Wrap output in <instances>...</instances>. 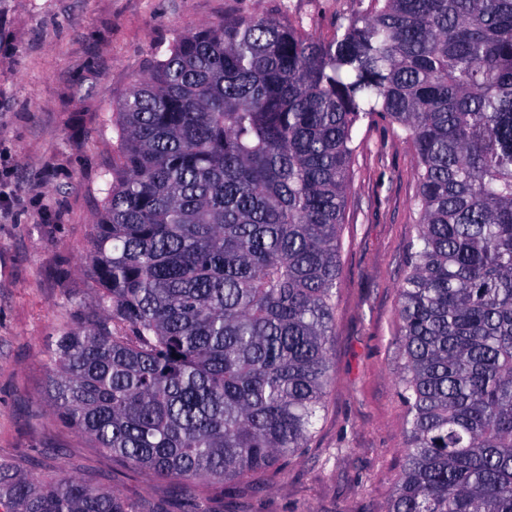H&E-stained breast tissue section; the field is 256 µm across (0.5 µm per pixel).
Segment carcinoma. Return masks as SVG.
<instances>
[{
  "mask_svg": "<svg viewBox=\"0 0 512 512\" xmlns=\"http://www.w3.org/2000/svg\"><path fill=\"white\" fill-rule=\"evenodd\" d=\"M112 113L90 323L50 406L132 468L235 480L308 447L334 373L356 146L412 141L404 467L386 512H512V0H369L321 38L233 16L153 50ZM3 512H137L0 467Z\"/></svg>",
  "mask_w": 512,
  "mask_h": 512,
  "instance_id": "1",
  "label": "carcinoma"
}]
</instances>
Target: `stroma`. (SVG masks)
<instances>
[{
	"mask_svg": "<svg viewBox=\"0 0 512 512\" xmlns=\"http://www.w3.org/2000/svg\"><path fill=\"white\" fill-rule=\"evenodd\" d=\"M368 0H0V464L116 489L139 512H385L407 411L397 288L416 236L415 149L361 122L345 210L330 354L335 380L307 451L230 482L141 473L62 423L47 390L59 330L99 291L94 221L118 152L112 114L152 50L228 16L321 34Z\"/></svg>",
	"mask_w": 512,
	"mask_h": 512,
	"instance_id": "stroma-1",
	"label": "stroma"
}]
</instances>
